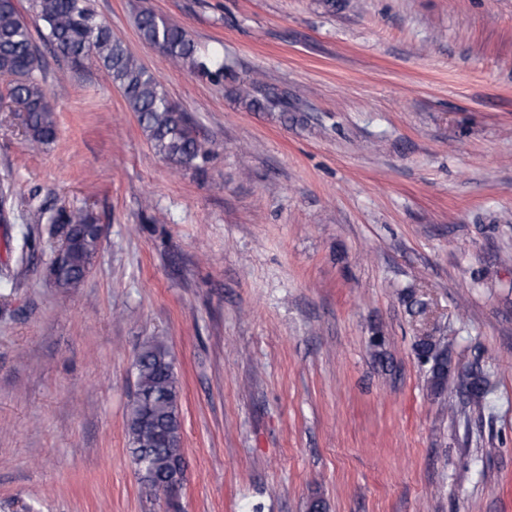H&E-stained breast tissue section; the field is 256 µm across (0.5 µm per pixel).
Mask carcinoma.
Instances as JSON below:
<instances>
[{"label": "carcinoma", "instance_id": "obj_1", "mask_svg": "<svg viewBox=\"0 0 512 512\" xmlns=\"http://www.w3.org/2000/svg\"><path fill=\"white\" fill-rule=\"evenodd\" d=\"M39 23L40 39L53 46L73 67L97 62L108 80L123 93L154 153L183 166L206 162L208 154L197 139L186 115L168 98L152 72L144 67L93 9L91 0H31ZM141 39L158 47L173 65L200 72L214 82L234 77L232 66L218 51L202 53L188 31L152 8L141 6L135 16ZM41 72L40 49L18 0H0V101L6 99L17 112L25 113V133L37 145L56 137V116L47 100ZM251 111L289 112L288 92L278 91L254 79L239 93ZM65 224L73 235L55 268V282L64 289L76 288L99 249L94 216L86 207L60 209L48 217ZM419 362L431 365V388L440 393L448 383V347L432 335L419 337L414 345ZM134 393L127 412L132 459L147 458L148 472L163 481L183 454V428L177 410L178 379L166 346L146 342L133 361ZM462 407L449 405L452 413L477 410L492 393V384L478 367L458 383Z\"/></svg>", "mask_w": 512, "mask_h": 512}]
</instances>
